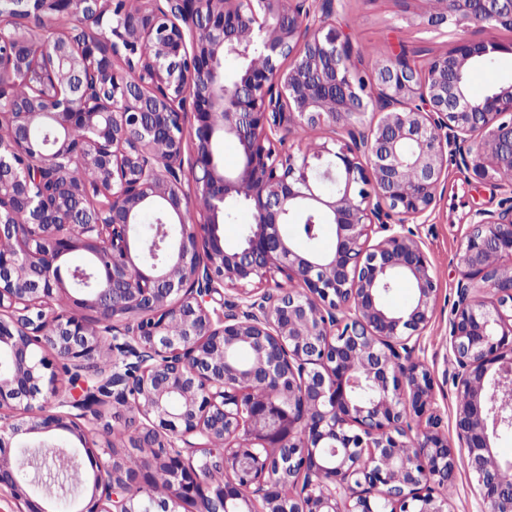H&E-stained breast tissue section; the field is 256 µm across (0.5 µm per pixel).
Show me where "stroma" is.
Returning <instances> with one entry per match:
<instances>
[{
  "mask_svg": "<svg viewBox=\"0 0 512 512\" xmlns=\"http://www.w3.org/2000/svg\"><path fill=\"white\" fill-rule=\"evenodd\" d=\"M417 10L415 0H343L338 21L354 46L367 47L380 61L402 50L409 58L422 60L451 49L459 31L451 25L431 28L417 24ZM499 198L500 192L492 184L473 187L456 167H449L448 185L439 208L426 223L414 227L440 284L434 318L417 355L438 381L436 402L444 428L450 433L455 430L456 395L452 385L442 381L445 363L441 342L448 334V316L461 277L460 256L468 214L479 203L495 208Z\"/></svg>",
  "mask_w": 512,
  "mask_h": 512,
  "instance_id": "35a3bbf8",
  "label": "stroma"
}]
</instances>
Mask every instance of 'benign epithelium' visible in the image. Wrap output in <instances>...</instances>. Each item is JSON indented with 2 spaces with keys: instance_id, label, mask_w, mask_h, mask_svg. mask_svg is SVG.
Returning <instances> with one entry per match:
<instances>
[{
  "instance_id": "obj_1",
  "label": "benign epithelium",
  "mask_w": 512,
  "mask_h": 512,
  "mask_svg": "<svg viewBox=\"0 0 512 512\" xmlns=\"http://www.w3.org/2000/svg\"><path fill=\"white\" fill-rule=\"evenodd\" d=\"M11 2L0 355L13 368L0 373V447L51 431L78 442L92 475L75 512H454L461 466L482 512H512L500 482L512 463L491 443L512 430V195L475 206L465 235L442 343L455 442L416 357L438 277L409 228L440 202L450 162L470 183L512 189V85L476 100L462 84L512 42L462 37L420 67L401 52L370 83L336 22L340 0ZM52 16L70 31L6 30ZM418 16L511 29L512 0H434ZM228 56L240 59L230 76ZM47 122L49 145L28 135ZM324 126L341 136L277 148ZM226 137L241 149L233 171L218 154ZM231 203L254 223L226 248ZM154 204L163 219L147 245L134 226ZM188 211L200 221L183 223ZM316 216L336 226L331 253L300 251L285 232ZM78 249L92 270L66 267ZM398 276L416 293L392 312L383 297ZM65 368L75 384L95 368L96 383L75 397L59 386ZM109 406L139 419L128 445L142 482L100 461L90 424ZM25 467L1 457L0 486L24 512H54Z\"/></svg>"
}]
</instances>
